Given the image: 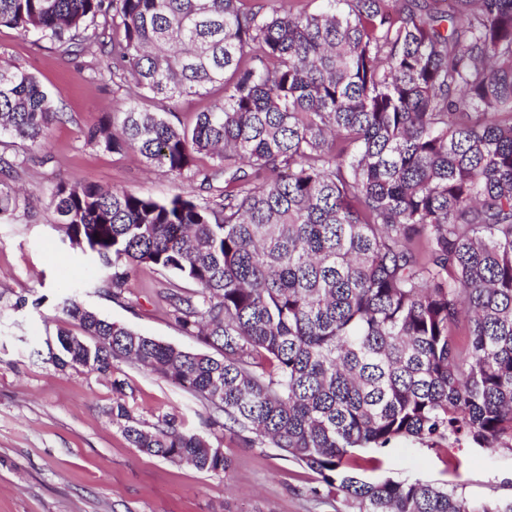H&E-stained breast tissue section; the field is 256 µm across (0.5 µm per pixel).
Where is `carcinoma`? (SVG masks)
<instances>
[{
	"label": "carcinoma",
	"instance_id": "obj_1",
	"mask_svg": "<svg viewBox=\"0 0 512 512\" xmlns=\"http://www.w3.org/2000/svg\"><path fill=\"white\" fill-rule=\"evenodd\" d=\"M274 2L0 0V26L68 56L96 47L114 84L160 104L105 116L87 143L217 192L53 187L63 240L112 295L142 265L172 274L174 321L220 356L67 298L99 344L60 328L51 359L103 375L129 361L188 389L224 413L209 426L281 449L356 512H512L446 484L364 479L380 460L353 456L402 438L512 450V0ZM215 91L192 128L164 118ZM62 120L34 74L0 59V135L40 147ZM19 205L1 180L0 217ZM111 415L144 453L230 470L173 416L149 424L119 401Z\"/></svg>",
	"mask_w": 512,
	"mask_h": 512
}]
</instances>
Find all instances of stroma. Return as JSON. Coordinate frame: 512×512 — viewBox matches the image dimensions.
<instances>
[{"label": "stroma", "instance_id": "stroma-1", "mask_svg": "<svg viewBox=\"0 0 512 512\" xmlns=\"http://www.w3.org/2000/svg\"><path fill=\"white\" fill-rule=\"evenodd\" d=\"M1 58L32 72L64 119L39 147L0 138L6 156L28 159L12 180L28 201L0 218V512H336L334 496L319 491L315 473L280 449L206 430L212 407L157 374L128 362L108 376L49 362L47 342L58 327L82 333L59 308L70 291L108 320L204 351L169 314L171 274L137 268L125 292L113 296L96 264L63 243L49 198L60 181L125 187L160 201L185 193L187 183L148 168L136 153L87 145L84 130L106 114L133 104L156 107L113 86L106 57L65 56L40 35L0 26ZM21 296L28 304L15 308ZM117 398L137 419L151 423L169 414L209 431L231 463L227 477L132 448L108 414ZM379 457L381 466L368 478L445 483L476 502L512 498V451L506 449L491 454L467 441L436 449L403 439Z\"/></svg>", "mask_w": 512, "mask_h": 512}]
</instances>
